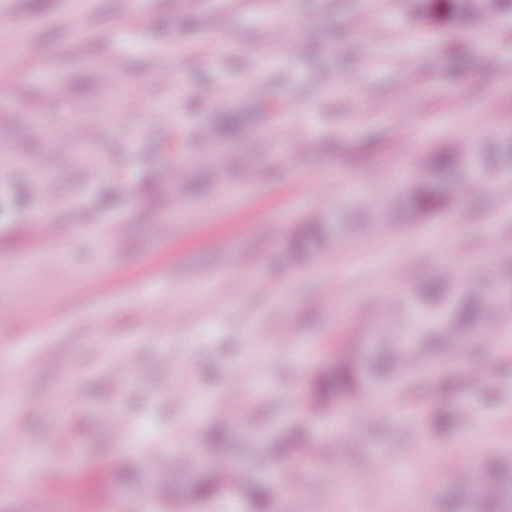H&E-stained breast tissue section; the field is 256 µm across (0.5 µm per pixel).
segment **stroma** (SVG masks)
Wrapping results in <instances>:
<instances>
[{
  "label": "stroma",
  "mask_w": 512,
  "mask_h": 512,
  "mask_svg": "<svg viewBox=\"0 0 512 512\" xmlns=\"http://www.w3.org/2000/svg\"><path fill=\"white\" fill-rule=\"evenodd\" d=\"M436 2L0 0L17 20L0 60L18 72L0 86L14 152L0 163V512H160V482L161 512H252L243 489L195 499L201 474L165 463L179 448L256 454L242 421L271 450L254 477L264 512H442L453 480L426 502L406 475L439 472L453 448H512V330L456 357L452 392L424 376L416 404L367 394L336 419L304 401L386 294L445 263L491 283L484 244L512 241L509 175L390 235L290 250L304 224L354 221L355 197L391 193L417 157L512 121V14L482 41ZM230 112L256 136L225 139ZM43 178L51 196L32 188ZM415 406L456 422L415 428ZM374 459L375 490L342 498Z\"/></svg>",
  "instance_id": "35a3bbf8"
}]
</instances>
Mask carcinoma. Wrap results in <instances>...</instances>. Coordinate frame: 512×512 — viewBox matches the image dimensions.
<instances>
[{
  "label": "carcinoma",
  "mask_w": 512,
  "mask_h": 512,
  "mask_svg": "<svg viewBox=\"0 0 512 512\" xmlns=\"http://www.w3.org/2000/svg\"><path fill=\"white\" fill-rule=\"evenodd\" d=\"M454 15L475 18L481 29L496 28L499 18L512 10V0H449ZM224 132L230 138L247 140L251 131L229 116ZM512 173V126L495 141L478 145L465 137L421 157L396 195H367L357 201L364 224H336V238H354L364 233L384 234L395 227L394 218L403 208L425 215L438 201H460L499 174ZM484 252L494 266L512 272V242L489 239ZM512 275L484 288L475 275L465 276L456 267L443 265L437 275L422 285L412 286L400 300L389 298V316L364 324L336 350V373L310 389V405L328 410L338 402L330 390L334 384L354 399L369 391L389 390L401 397L413 378L432 366L435 350L440 356V379L447 378L448 361L459 351L475 344L493 342L512 327V296L504 290ZM185 465L194 472L215 475L224 468V458L199 453L190 458L174 457L173 468ZM249 466L236 470L233 483L247 487L261 505L267 490L248 478ZM453 475L475 505L473 512H512V452H503L486 461L458 452L453 455Z\"/></svg>",
  "instance_id": "cac0c4a2"
}]
</instances>
